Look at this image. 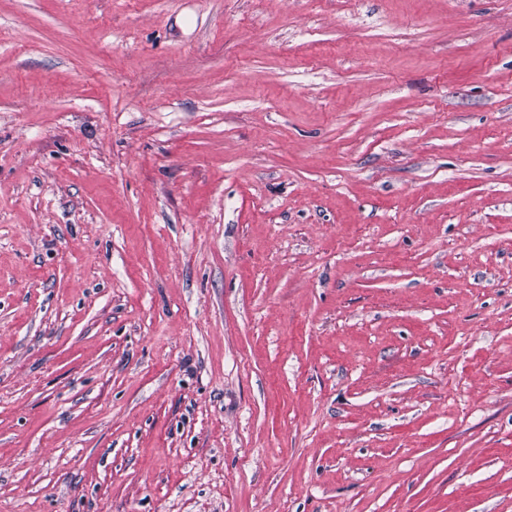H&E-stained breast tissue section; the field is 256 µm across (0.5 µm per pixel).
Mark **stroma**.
<instances>
[{
  "label": "stroma",
  "instance_id": "obj_1",
  "mask_svg": "<svg viewBox=\"0 0 512 512\" xmlns=\"http://www.w3.org/2000/svg\"><path fill=\"white\" fill-rule=\"evenodd\" d=\"M0 512H512V0H0Z\"/></svg>",
  "mask_w": 512,
  "mask_h": 512
}]
</instances>
